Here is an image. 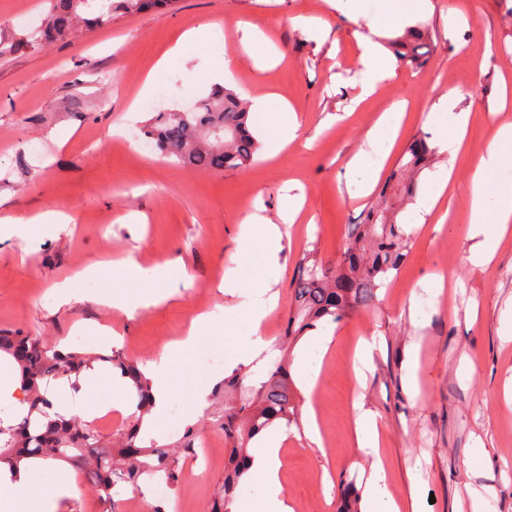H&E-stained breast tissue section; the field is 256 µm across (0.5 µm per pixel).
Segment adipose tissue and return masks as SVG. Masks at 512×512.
<instances>
[{
  "label": "adipose tissue",
  "mask_w": 512,
  "mask_h": 512,
  "mask_svg": "<svg viewBox=\"0 0 512 512\" xmlns=\"http://www.w3.org/2000/svg\"><path fill=\"white\" fill-rule=\"evenodd\" d=\"M457 91L448 93L433 104L436 112L455 111L453 127L438 141L441 153L456 159L463 147L468 123L467 112L457 111ZM249 110L254 117V130L266 142L268 156H276L297 137L300 128L298 117L290 105L281 111L268 109L267 96L251 98ZM512 160V125L501 126L488 145L472 173L462 207L469 215L466 234L470 240L469 258L474 265L489 263L494 257L508 230L512 229V177L501 179L496 187H489L488 176ZM496 195V202H489V195ZM298 210L294 203L280 212L279 222L250 216L240 226L238 252L249 257L259 256L265 266L279 267L284 250L282 224L293 223ZM86 277L101 282L102 289L95 295L97 303L112 306L125 313L160 305L175 293L173 268L170 263L155 265L142 270L134 261L121 263L102 261L85 269ZM279 295L270 281L251 284L249 300L231 305L234 322L218 323L211 315L200 314L191 323L186 335L173 343L157 361L145 369L151 379L152 406L148 413H138L135 399L131 397L132 383L120 373L106 366L98 367L85 381L82 391H72L69 385H55L49 394L52 411L62 417L74 415L93 418L102 414V407L91 403L88 392L106 394L109 407L124 416L138 420L142 436L161 440L166 436L172 384V369L187 365L200 351L231 338L235 321L245 322L253 337L248 345L235 349L228 357L227 370L247 366L269 347L268 341L258 330L277 307ZM357 411L354 435L358 448L370 459L364 472L365 491L361 512H423L422 484L414 482L408 499H396L389 487V479L381 455L379 422L376 414L365 409L362 401H355ZM287 438L284 424L275 422L257 434L250 450L249 476L256 487L253 495L234 501L231 512H295L293 500L282 481V444ZM75 481L69 469L47 460H23L16 467L0 466V512H52L55 500L73 490Z\"/></svg>",
  "instance_id": "obj_1"
}]
</instances>
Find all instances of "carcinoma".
<instances>
[{
  "mask_svg": "<svg viewBox=\"0 0 512 512\" xmlns=\"http://www.w3.org/2000/svg\"><path fill=\"white\" fill-rule=\"evenodd\" d=\"M48 8L38 28L23 34L0 33V58L36 52L55 43L65 42L77 32L101 28L119 15L166 8L173 0H47ZM424 33L410 30L407 39L394 42L399 57L413 62L421 58ZM246 104L230 90L214 92L199 99L190 110L159 112L146 130L162 155L175 162L200 170L222 172L249 164L260 143L249 130ZM430 149L423 139L407 150L406 160L392 174L403 195L413 194L415 182L408 176L426 166ZM381 200L369 212V222L357 225L340 261L327 267L307 258L301 260L291 281V307L282 344L296 341L324 318L336 321L357 307H370L379 281L402 265L406 257L407 235ZM0 352L10 355L21 367L31 411L14 424L0 420V464H17L23 455L42 459L90 458L95 466L100 490L113 498L117 482L137 485L143 474L164 472L174 477L168 462L170 451L138 445V431L126 434L118 457L96 453L100 439L81 419L61 416L53 419L47 412L50 403L40 384L56 381L78 372L85 365L76 353L63 355L48 350L30 336L0 334ZM131 378L138 393V409L150 408L151 396L137 366L109 358ZM288 356L276 358L266 370L267 380L247 395L224 406V440L229 445L224 463V496L211 512H230L232 493L246 472L248 444L254 435L275 419L290 420L294 414Z\"/></svg>",
  "mask_w": 512,
  "mask_h": 512,
  "instance_id": "obj_1",
  "label": "carcinoma"
}]
</instances>
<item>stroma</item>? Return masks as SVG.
Listing matches in <instances>:
<instances>
[{
    "mask_svg": "<svg viewBox=\"0 0 512 512\" xmlns=\"http://www.w3.org/2000/svg\"><path fill=\"white\" fill-rule=\"evenodd\" d=\"M295 16L310 19L311 29L294 26ZM241 25L262 31L263 39L242 47ZM413 25L424 31L427 53L416 64L402 61L388 48L393 31L381 30V63L395 74L363 100L358 37L369 34L368 21H350L325 0H174L164 10L124 16L91 34L0 59V214L22 220L18 234L0 241V332L34 337L52 350L116 351L141 365L153 361L185 336L199 313L228 319L231 300L219 289L225 271L235 270L243 283L267 277L259 259L239 260V226L252 214L277 219L284 186L295 180L304 187L302 218L290 229L276 272L280 305L261 328L276 340L300 260L312 253L336 263L351 230L366 223L368 208L389 190L407 147L425 139L433 152L414 197L396 211L410 241L404 263L384 280L370 308L337 322L315 397L299 381L291 383L297 415L283 444V482L295 512H337L348 484L363 492L359 470L367 458L354 440L352 407L360 395L378 416L395 496L406 495L418 474L434 496L424 512H454L469 486L489 488L497 512H512V405L503 399L512 380V340L501 338V312L512 305V232L493 259L477 267L468 259L464 217L438 232L417 210L434 190L432 172L452 164L459 188H466L498 127L512 124V98L502 97L503 88L512 89V0H428ZM197 26L208 32L205 45L189 58L170 54L177 37ZM222 66L232 74L228 89L240 98L270 94L273 112L281 100L293 105L301 128L288 150L222 173L178 165L156 150L140 155L132 138L154 112L183 109L211 94L207 78ZM173 76L178 86L157 100L155 86ZM148 79L154 88L147 92ZM451 88L470 108L467 149L453 161L435 150L451 117L431 109ZM401 100L408 104L406 120L375 188L365 192L346 166L370 152L368 131ZM44 210L69 213L74 221L33 230L27 217ZM128 258L144 268L182 264L190 278L179 281L164 304L130 316L93 302L100 286L93 279L82 284L86 301L58 304L55 285L93 263ZM437 272L446 276L442 296L434 292ZM414 288L420 299L412 317L407 306ZM99 325L112 335H97ZM249 336V327L237 324L230 344L200 352L173 378L174 419L185 407V385L210 387L193 430L217 445L213 464L202 466L187 448L184 428L169 426L164 445L177 451L175 479L153 497L165 512H208L224 492V372L210 369L209 361L228 357ZM367 336L382 337L384 350L361 388L353 362ZM414 343L420 346L415 395L405 379ZM311 407L322 433L319 447L305 434ZM478 441L484 453L476 459ZM68 467L76 489L59 499L55 512H132L131 487L106 501L87 466L72 461Z\"/></svg>",
    "mask_w": 512,
    "mask_h": 512,
    "instance_id": "35a3bbf8",
    "label": "stroma"
}]
</instances>
